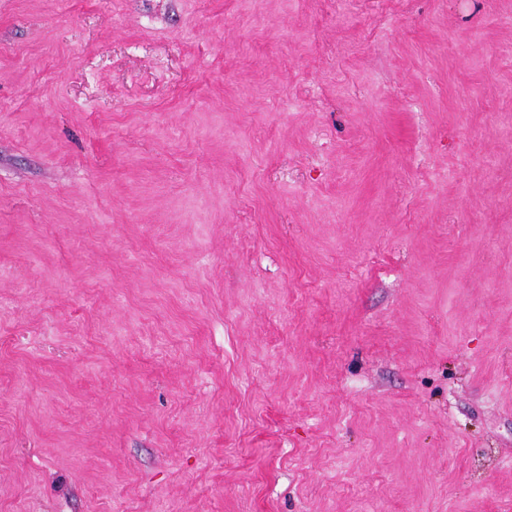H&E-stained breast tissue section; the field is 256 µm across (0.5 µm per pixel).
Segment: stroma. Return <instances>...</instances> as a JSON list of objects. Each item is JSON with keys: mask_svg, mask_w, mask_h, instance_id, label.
Wrapping results in <instances>:
<instances>
[{"mask_svg": "<svg viewBox=\"0 0 512 512\" xmlns=\"http://www.w3.org/2000/svg\"><path fill=\"white\" fill-rule=\"evenodd\" d=\"M0 512H512V0H0Z\"/></svg>", "mask_w": 512, "mask_h": 512, "instance_id": "35a3bbf8", "label": "stroma"}]
</instances>
